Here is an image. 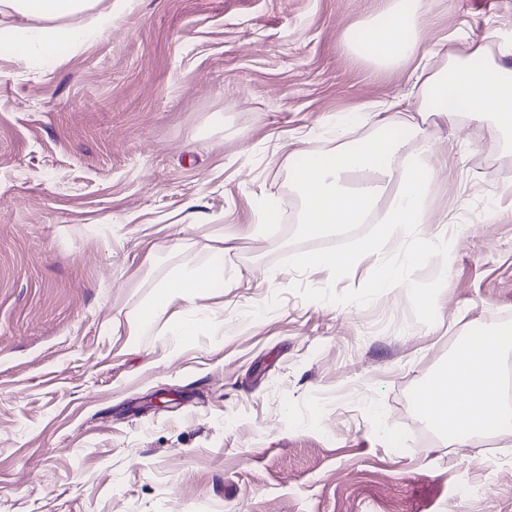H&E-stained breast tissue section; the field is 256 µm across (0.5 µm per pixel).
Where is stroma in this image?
Wrapping results in <instances>:
<instances>
[{"label":"stroma","instance_id":"35a3bbf8","mask_svg":"<svg viewBox=\"0 0 512 512\" xmlns=\"http://www.w3.org/2000/svg\"><path fill=\"white\" fill-rule=\"evenodd\" d=\"M388 2L100 0L58 60L0 46V512H512V435L449 446L416 401L512 325V149L443 129L423 223L349 272L304 264L376 231L307 234L289 177L409 94L344 46ZM425 33L498 53L512 0H428ZM212 246L195 335H134ZM383 262L413 289L376 291ZM224 283L223 250L208 262L188 268H175L160 281L155 288V298L140 310L135 335H142L152 329L167 312L168 306L178 300L190 302L192 299L207 295L210 288Z\"/></svg>","mask_w":512,"mask_h":512}]
</instances>
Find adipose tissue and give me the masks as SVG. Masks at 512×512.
<instances>
[{
  "label": "adipose tissue",
  "instance_id": "1",
  "mask_svg": "<svg viewBox=\"0 0 512 512\" xmlns=\"http://www.w3.org/2000/svg\"><path fill=\"white\" fill-rule=\"evenodd\" d=\"M98 3L0 0V12L39 21L41 51L53 58L79 38L69 18L92 11ZM425 4L426 0H391L366 23L368 59L383 70L409 67L413 94L369 104L366 112L373 134L307 152L303 164L294 168L299 222L307 232L365 223L386 194L391 195L392 206L378 243L400 238L411 225L423 222L434 168L427 159L411 169L405 162L413 140L422 139L427 146L432 140L421 137L420 126L408 120V112L439 114L451 124L464 117L488 126L492 136L512 141V64L488 55L485 44L463 37L439 51L426 45ZM223 279L220 255L173 269L158 283L155 298L141 308L136 333L151 330L171 303L208 294ZM511 351L512 333L497 330L480 341L458 345L440 369L442 381L433 390L435 409L427 419L447 431L450 446L483 443L490 429L512 422L502 374L503 357Z\"/></svg>",
  "mask_w": 512,
  "mask_h": 512
}]
</instances>
